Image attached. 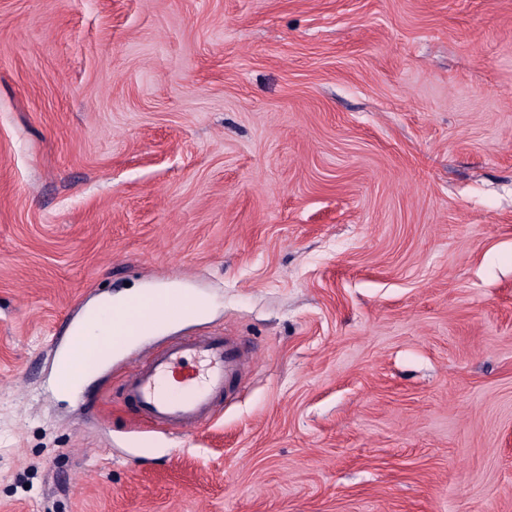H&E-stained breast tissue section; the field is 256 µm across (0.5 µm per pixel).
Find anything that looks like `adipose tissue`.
<instances>
[{
	"label": "adipose tissue",
	"instance_id": "adipose-tissue-1",
	"mask_svg": "<svg viewBox=\"0 0 512 512\" xmlns=\"http://www.w3.org/2000/svg\"><path fill=\"white\" fill-rule=\"evenodd\" d=\"M132 294L104 298L88 305L75 325L68 348L60 356L55 376V388L63 396L75 397L84 382L112 357L113 341L129 343V336L113 338L112 316L132 301Z\"/></svg>",
	"mask_w": 512,
	"mask_h": 512
}]
</instances>
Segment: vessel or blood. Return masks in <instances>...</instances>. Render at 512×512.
I'll list each match as a JSON object with an SVG mask.
<instances>
[{"instance_id":"1","label":"vessel or blood","mask_w":512,"mask_h":512,"mask_svg":"<svg viewBox=\"0 0 512 512\" xmlns=\"http://www.w3.org/2000/svg\"><path fill=\"white\" fill-rule=\"evenodd\" d=\"M251 365L237 340L177 336L135 363L123 389L140 418L187 434L210 421L216 400L232 396Z\"/></svg>"}]
</instances>
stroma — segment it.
<instances>
[{
    "mask_svg": "<svg viewBox=\"0 0 512 512\" xmlns=\"http://www.w3.org/2000/svg\"><path fill=\"white\" fill-rule=\"evenodd\" d=\"M166 286L207 314L60 397ZM206 333L256 365L145 423ZM0 512H512V0H0ZM153 295L164 296L173 302L180 301L184 318L201 317L208 311V304L202 299L169 288L141 290L119 294L115 299L109 296L96 300L85 308L82 318L74 326L70 345L58 359L55 388L61 395L73 398L81 391L84 382L94 371L112 358V342L119 350L122 344L134 338L124 334L113 341V312L119 313L132 300ZM252 356L224 336H177L134 364L126 400L148 423L187 434L206 425L216 400L232 396Z\"/></svg>",
    "mask_w": 512,
    "mask_h": 512,
    "instance_id": "obj_1",
    "label": "stroma"
}]
</instances>
